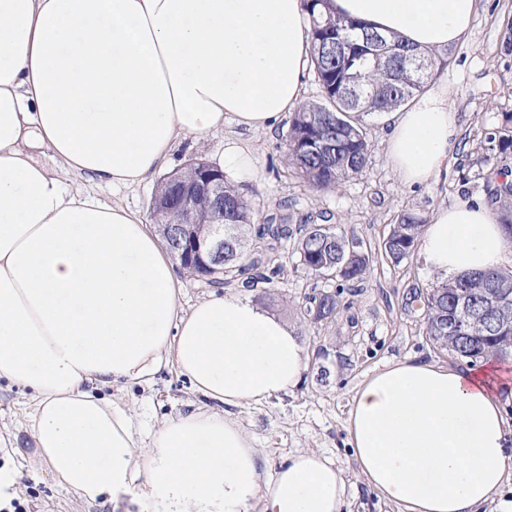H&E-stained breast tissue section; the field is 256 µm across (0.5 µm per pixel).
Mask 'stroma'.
I'll return each instance as SVG.
<instances>
[{"instance_id": "stroma-1", "label": "stroma", "mask_w": 512, "mask_h": 512, "mask_svg": "<svg viewBox=\"0 0 512 512\" xmlns=\"http://www.w3.org/2000/svg\"><path fill=\"white\" fill-rule=\"evenodd\" d=\"M510 20L512 0H480L468 38L438 54L441 65L432 79L448 85V105L457 115L459 136L448 151L447 170L430 184L411 187L393 174L387 157L391 123L385 115L367 118V166L335 192L309 189L284 166L289 128L285 117L264 133L247 132L228 122L223 132L181 139L172 154L169 168L174 171L195 159L211 160L223 151L225 136L244 140L258 158V173L250 181L257 191L255 223L276 216L293 228L306 217L328 212L339 229L354 228L371 257L362 279L347 283L340 292L336 318L327 323L311 320L303 307L310 297L337 290V281L306 273L289 241L273 247L260 239L253 243L256 254L277 259L282 266L270 284L252 285L238 276L216 287L183 272L177 275L183 306L214 293L241 295L301 336L309 358L300 386L261 406L237 411L236 418L255 447L265 449L267 471L300 451L331 458L349 486L350 512H399L365 484L349 445L345 421L362 381L385 365L405 360L459 369L468 365L425 334L421 297L439 284V277L429 272L420 251L397 262L386 256L383 243L401 211L427 220L440 207L472 197L490 198L494 184L482 174L477 158L485 132L501 126L512 113V52L502 48L503 29ZM70 182L103 201L120 202L146 217L152 214L156 180L119 190L75 175ZM111 393L117 403L134 408L153 426L200 403L188 379L175 370L163 372L152 385H117ZM32 406L27 389L0 381V466L13 474L12 496L28 503L30 512H134L108 500L85 503L54 482L33 454L27 431Z\"/></svg>"}]
</instances>
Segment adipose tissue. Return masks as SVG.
I'll list each match as a JSON object with an SVG mask.
<instances>
[{
  "instance_id": "1",
  "label": "adipose tissue",
  "mask_w": 512,
  "mask_h": 512,
  "mask_svg": "<svg viewBox=\"0 0 512 512\" xmlns=\"http://www.w3.org/2000/svg\"><path fill=\"white\" fill-rule=\"evenodd\" d=\"M479 0H330L421 50L463 41ZM311 63L303 0H0V381L28 389V431L56 483L139 512H343L347 483L302 451L264 476L263 449L234 411L297 387L300 336L249 300L183 308L173 260L146 218L71 187L78 174L143 184L189 135L233 121L264 131L304 103ZM394 174L429 184L457 119L436 83L391 115ZM216 166L256 175L239 139ZM454 278L501 266L508 242L483 200L437 209L420 242ZM201 406L146 427L105 395L167 367ZM493 367L406 360L358 387L347 431L360 475L401 512H481L512 448Z\"/></svg>"
}]
</instances>
